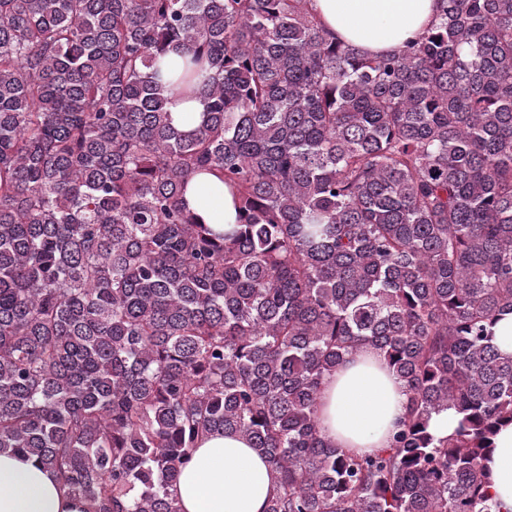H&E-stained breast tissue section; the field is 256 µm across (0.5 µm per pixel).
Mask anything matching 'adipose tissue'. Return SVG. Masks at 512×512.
Masks as SVG:
<instances>
[{
	"instance_id": "adipose-tissue-1",
	"label": "adipose tissue",
	"mask_w": 512,
	"mask_h": 512,
	"mask_svg": "<svg viewBox=\"0 0 512 512\" xmlns=\"http://www.w3.org/2000/svg\"><path fill=\"white\" fill-rule=\"evenodd\" d=\"M328 36L372 53H392L438 20L440 0H311ZM184 200L197 221L235 222L229 190L212 175L195 179ZM407 395L378 350L347 356L323 381L318 418L325 438L364 455L387 447L405 413ZM489 491L498 512H512V424L500 427L488 463ZM274 474L238 434L201 441L174 488L183 512H265ZM55 474L34 458L0 453V512H81Z\"/></svg>"
}]
</instances>
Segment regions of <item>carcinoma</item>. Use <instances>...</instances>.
Here are the masks:
<instances>
[{
	"label": "carcinoma",
	"instance_id": "obj_1",
	"mask_svg": "<svg viewBox=\"0 0 512 512\" xmlns=\"http://www.w3.org/2000/svg\"><path fill=\"white\" fill-rule=\"evenodd\" d=\"M443 2L369 55L309 0H0V453L83 512H181V468L215 433L276 473L266 512H493L512 0ZM177 91L206 102L190 130L165 110ZM202 172L236 223L186 211ZM365 346L407 404L357 455L317 407Z\"/></svg>",
	"mask_w": 512,
	"mask_h": 512
}]
</instances>
